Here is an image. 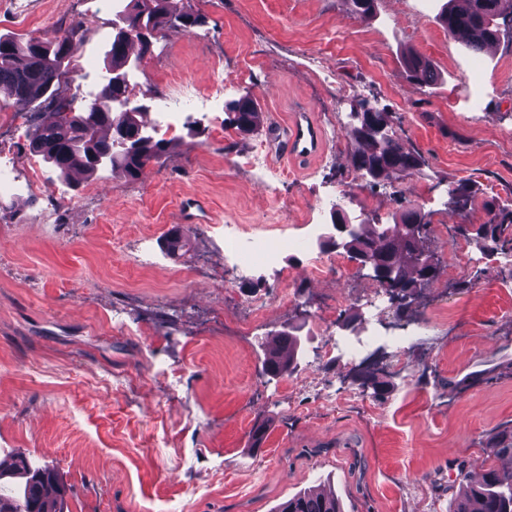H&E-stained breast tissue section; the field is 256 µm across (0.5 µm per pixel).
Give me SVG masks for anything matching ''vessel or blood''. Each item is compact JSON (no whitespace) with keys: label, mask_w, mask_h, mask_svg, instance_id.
Segmentation results:
<instances>
[{"label":"vessel or blood","mask_w":512,"mask_h":512,"mask_svg":"<svg viewBox=\"0 0 512 512\" xmlns=\"http://www.w3.org/2000/svg\"><path fill=\"white\" fill-rule=\"evenodd\" d=\"M325 134L307 111L292 113L285 123L271 124L266 143L271 154L294 160L320 155L325 147Z\"/></svg>","instance_id":"vessel-or-blood-1"}]
</instances>
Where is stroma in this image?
<instances>
[{"mask_svg":"<svg viewBox=\"0 0 512 512\" xmlns=\"http://www.w3.org/2000/svg\"><path fill=\"white\" fill-rule=\"evenodd\" d=\"M126 2L0 0V35L84 23L61 85L79 109L108 76ZM443 2L377 0L364 18L346 0H173L202 22L159 34L129 94L176 147L135 181L103 171L66 185L28 147L53 112L34 105L19 126L0 108V459L53 465L64 512H277L321 485L343 512H452L464 477L490 464L488 437L512 423V257L441 231L512 204V38L468 52L439 23ZM409 49L433 63L435 84L408 79ZM184 92L197 108L177 107ZM243 96L269 124L306 107L328 135L323 155L251 166L265 132L241 136L224 108ZM364 101L424 158L404 183L370 185L351 165ZM462 178L475 195L457 214L448 183ZM191 196L210 218L170 252ZM410 202L428 215L421 246L439 272L403 316L367 307L379 284L350 258L310 274L312 233L333 204L389 224ZM228 224L305 246L236 271ZM326 299L336 308L323 323ZM257 301L262 317L242 325ZM290 327L296 368L263 374L267 345Z\"/></svg>","mask_w":512,"mask_h":512,"instance_id":"1","label":"stroma"}]
</instances>
